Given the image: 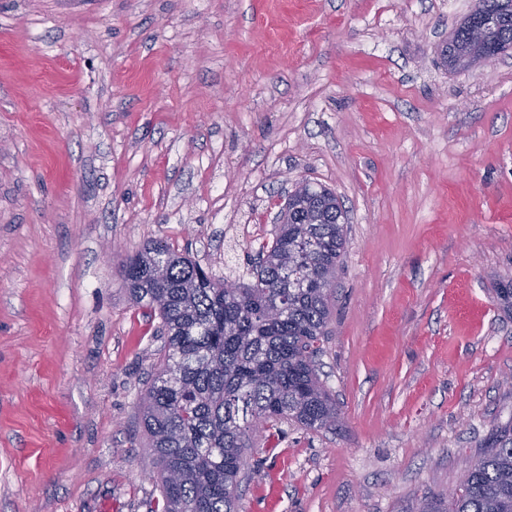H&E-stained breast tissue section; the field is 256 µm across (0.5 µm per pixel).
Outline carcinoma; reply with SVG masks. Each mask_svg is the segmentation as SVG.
I'll use <instances>...</instances> for the list:
<instances>
[{
    "mask_svg": "<svg viewBox=\"0 0 512 512\" xmlns=\"http://www.w3.org/2000/svg\"><path fill=\"white\" fill-rule=\"evenodd\" d=\"M490 19L488 42L512 41V0H476ZM446 59L469 44L461 24ZM336 195L276 224L249 259L251 281L225 279L159 241L120 263L131 299L158 316L164 346L141 397L162 512H240L245 449L260 431L287 422L318 431L340 413L320 380L333 281L346 243ZM448 512H512V437L500 438L448 496Z\"/></svg>",
    "mask_w": 512,
    "mask_h": 512,
    "instance_id": "1",
    "label": "carcinoma"
}]
</instances>
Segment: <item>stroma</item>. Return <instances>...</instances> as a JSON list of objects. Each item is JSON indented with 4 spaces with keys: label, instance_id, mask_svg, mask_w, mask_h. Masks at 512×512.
<instances>
[{
    "label": "stroma",
    "instance_id": "stroma-1",
    "mask_svg": "<svg viewBox=\"0 0 512 512\" xmlns=\"http://www.w3.org/2000/svg\"><path fill=\"white\" fill-rule=\"evenodd\" d=\"M474 3L0 0V512H160L120 260L243 271L302 180L347 215L343 419L261 433L240 512H419L512 433V54L442 59Z\"/></svg>",
    "mask_w": 512,
    "mask_h": 512
}]
</instances>
